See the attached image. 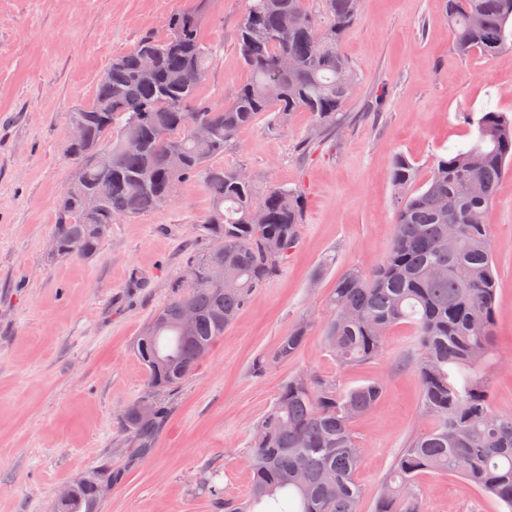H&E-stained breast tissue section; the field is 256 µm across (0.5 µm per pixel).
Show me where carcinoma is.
Instances as JSON below:
<instances>
[{
	"label": "carcinoma",
	"mask_w": 512,
	"mask_h": 512,
	"mask_svg": "<svg viewBox=\"0 0 512 512\" xmlns=\"http://www.w3.org/2000/svg\"><path fill=\"white\" fill-rule=\"evenodd\" d=\"M360 0H323L324 19L305 0H248L238 26V51L250 71L231 100L219 110L199 95L218 48L201 36L196 12L166 22L163 38L145 37L115 59L109 78L93 99L69 112L84 128L85 140L68 145L77 163L75 193L58 199L53 235L59 251L51 260L94 257L110 226L166 204L172 183L200 178L211 209L202 221L205 235L224 238V259L199 256L165 307L140 334L136 350L149 373V388H177L211 352L258 288L276 273L293 248L303 217L302 194L268 187L258 191L240 168L211 160L224 153L237 131L264 112L271 129L288 125L295 112H308L324 129L336 125L356 79L343 87L340 75L353 72L341 51ZM453 49L461 56H494L512 50V0H444ZM293 19L281 33L285 16ZM156 64L142 71L140 54ZM293 63L283 68L285 60ZM275 79L279 91L270 94ZM475 128L474 140L437 159L428 180L412 192L417 168L405 156L395 159V234L383 260L368 274L356 269L336 279L327 304L325 345L340 366L378 357L388 332L412 326L421 349L414 362L422 404L433 427L415 436L394 458L374 512H420L418 475L454 471L512 512V414L489 401L480 372L492 348L496 318V277L492 243L483 217L505 174L512 169V115L486 108L463 113ZM206 123V145L191 127ZM138 140L130 150L127 141ZM110 155L100 164L97 152ZM96 193L101 209L84 214L81 198ZM263 212L256 223L253 214ZM459 227L448 240V225ZM195 311L192 331L177 327L183 308ZM309 321L282 337L276 358L292 357L307 338ZM384 383L371 380L350 389L303 374L281 387L271 410L259 422L247 463L251 495L224 502V512H360L362 489L356 474L364 456L351 425L381 398ZM159 403L141 401L124 411L137 434L160 418ZM102 475L75 484L76 494L56 512H91Z\"/></svg>",
	"instance_id": "obj_1"
}]
</instances>
